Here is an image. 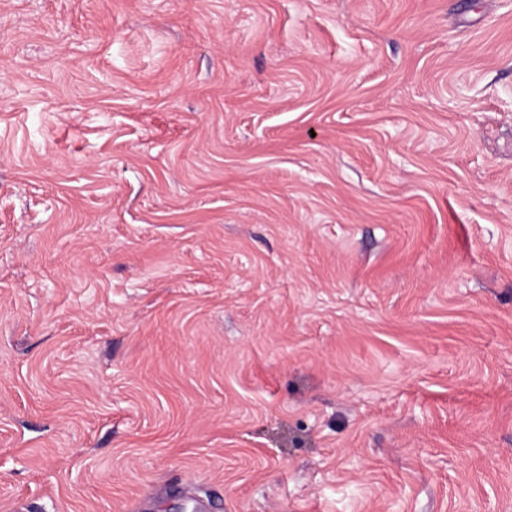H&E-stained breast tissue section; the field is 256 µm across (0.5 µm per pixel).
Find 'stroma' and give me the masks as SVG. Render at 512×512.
Instances as JSON below:
<instances>
[{
	"mask_svg": "<svg viewBox=\"0 0 512 512\" xmlns=\"http://www.w3.org/2000/svg\"><path fill=\"white\" fill-rule=\"evenodd\" d=\"M0 512H512V0H0Z\"/></svg>",
	"mask_w": 512,
	"mask_h": 512,
	"instance_id": "stroma-1",
	"label": "stroma"
}]
</instances>
